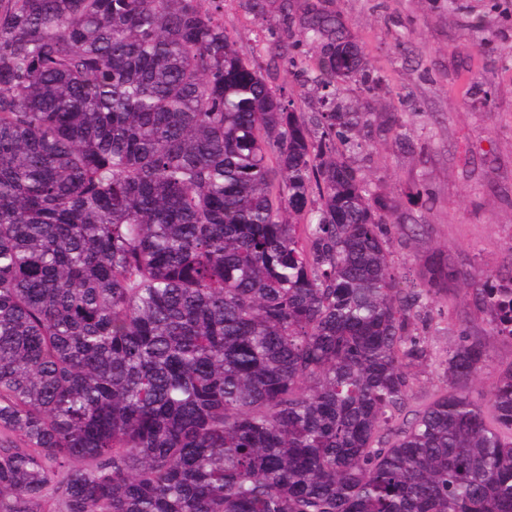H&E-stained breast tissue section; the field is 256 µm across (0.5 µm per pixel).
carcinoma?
I'll use <instances>...</instances> for the list:
<instances>
[{"label": "carcinoma", "instance_id": "carcinoma-1", "mask_svg": "<svg viewBox=\"0 0 512 512\" xmlns=\"http://www.w3.org/2000/svg\"><path fill=\"white\" fill-rule=\"evenodd\" d=\"M223 0H0V512H512V367L459 336L398 423L425 301L354 157L396 126L334 0L273 93ZM311 62L299 60L301 45ZM512 338V268L472 289Z\"/></svg>", "mask_w": 512, "mask_h": 512}]
</instances>
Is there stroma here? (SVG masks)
<instances>
[{
    "instance_id": "1",
    "label": "stroma",
    "mask_w": 512,
    "mask_h": 512,
    "mask_svg": "<svg viewBox=\"0 0 512 512\" xmlns=\"http://www.w3.org/2000/svg\"><path fill=\"white\" fill-rule=\"evenodd\" d=\"M364 47L371 91L347 86L396 112L399 137L379 141L363 165L371 187L421 219L417 235L390 225L391 260L418 280L424 258L444 251L465 282L512 264V0H337ZM224 26L239 50L256 59L268 86L305 112L319 109L272 46L276 12L259 17L248 0H223ZM489 338L492 363L476 383L490 393L499 370L512 366V339L490 338L486 316L454 289L427 309L418 332L427 362L410 369L409 408L445 391V359L460 332Z\"/></svg>"
}]
</instances>
